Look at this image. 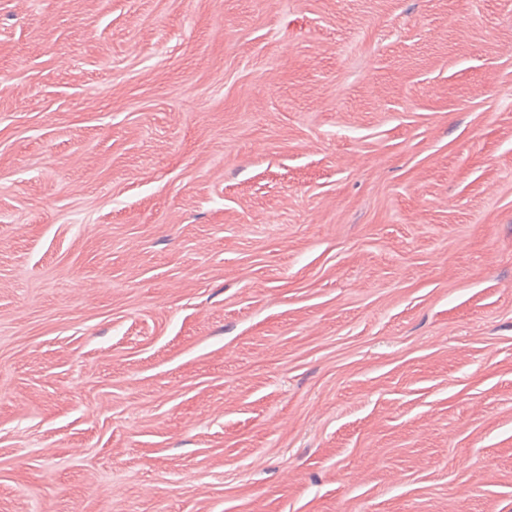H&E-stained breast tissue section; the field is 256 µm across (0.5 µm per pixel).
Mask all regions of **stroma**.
<instances>
[{
  "label": "stroma",
  "instance_id": "35a3bbf8",
  "mask_svg": "<svg viewBox=\"0 0 512 512\" xmlns=\"http://www.w3.org/2000/svg\"><path fill=\"white\" fill-rule=\"evenodd\" d=\"M0 512H512V0H0Z\"/></svg>",
  "mask_w": 512,
  "mask_h": 512
}]
</instances>
